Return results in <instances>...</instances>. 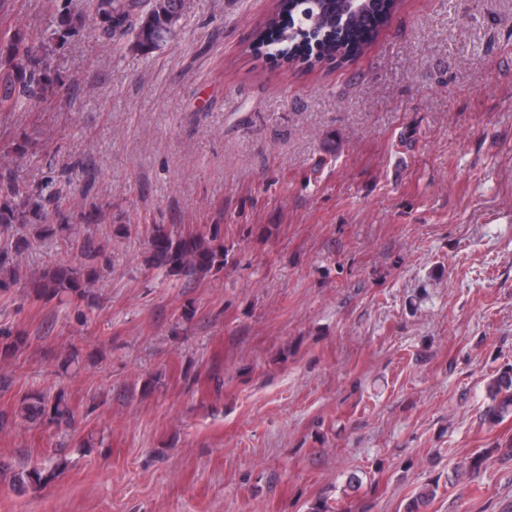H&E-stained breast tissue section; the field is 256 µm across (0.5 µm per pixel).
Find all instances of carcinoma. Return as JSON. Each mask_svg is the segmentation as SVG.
<instances>
[{
    "label": "carcinoma",
    "instance_id": "obj_1",
    "mask_svg": "<svg viewBox=\"0 0 512 512\" xmlns=\"http://www.w3.org/2000/svg\"><path fill=\"white\" fill-rule=\"evenodd\" d=\"M53 13L45 29L30 33L18 25L0 31V112H24L40 99L50 81L48 54L54 36L79 34L84 21L72 16L67 6L52 0ZM185 0H92L98 24L92 31L98 38L120 42L130 36L144 55L162 49L177 36ZM396 7V0H276L273 13L256 30L254 50L271 46L279 60L291 67H306L316 56L342 62L364 53L377 38ZM62 190L46 194L23 190L0 181V235L9 236L15 224H47L49 235L64 233L70 217L55 208L57 223L43 209V201L60 203ZM24 243L0 248V268L19 279L14 255ZM151 265L176 273L205 276L224 265V242L220 227L176 234L159 225L151 239ZM96 269L82 272L78 267L60 265L43 272L34 282L39 297L81 295ZM489 403L485 418L495 424L512 413V373L505 371L491 379L487 387ZM29 422L47 420L58 426H72L74 414L59 393L53 397L33 392L21 399L14 415ZM0 416V427L8 424Z\"/></svg>",
    "mask_w": 512,
    "mask_h": 512
}]
</instances>
